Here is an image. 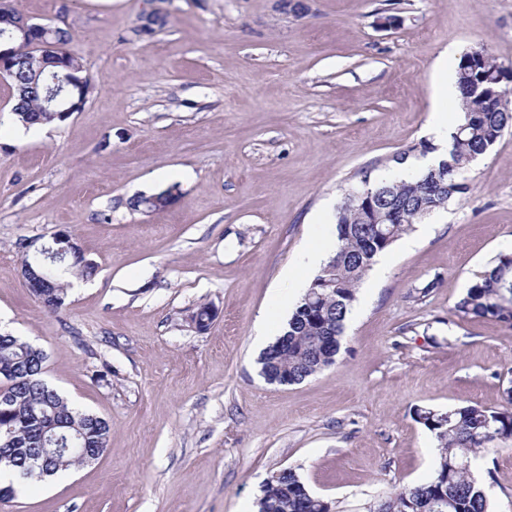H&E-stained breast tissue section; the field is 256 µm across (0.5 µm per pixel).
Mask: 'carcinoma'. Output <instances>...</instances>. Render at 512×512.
Listing matches in <instances>:
<instances>
[{"instance_id": "carcinoma-1", "label": "carcinoma", "mask_w": 512, "mask_h": 512, "mask_svg": "<svg viewBox=\"0 0 512 512\" xmlns=\"http://www.w3.org/2000/svg\"><path fill=\"white\" fill-rule=\"evenodd\" d=\"M15 39L17 63L7 76L13 89L12 114L25 126L61 119L45 107L48 89L54 87L39 57L45 45L67 46L68 29L41 24L38 42L21 39L13 23L0 22V37ZM68 74L83 79L80 92L90 93L91 79L81 61L67 54ZM462 116L448 137V150L435 165L406 180L376 184L365 176L361 186L348 191L336 206V243L295 306L283 333L258 359L260 374L269 382L288 376L299 384L333 365L341 349L348 314L357 288L375 258L389 250L425 216L470 192L463 174L512 126V86L508 70L484 48L461 57L456 72ZM168 200L139 195L130 205L136 211L161 210ZM90 276L95 265L83 258L64 268L50 267V283L44 292L50 310L61 308L69 282L61 271ZM464 316L491 317L512 326V254L499 255L455 304ZM42 350L11 334H0V369L13 373L11 383L0 386V470L17 478L43 453L42 423L47 419L63 433L61 452L50 453L33 477L41 479L84 465L88 453L107 450L112 426L91 413L73 409L58 392L41 383L38 374ZM505 404L489 409L466 405L441 411L418 408L415 420L428 429L440 448L429 479L404 486L380 499L369 512H491L484 492L476 485L472 461L490 453L488 445L512 441V388ZM258 512H326L325 500L309 490L299 474L283 469L265 484L257 499Z\"/></svg>"}]
</instances>
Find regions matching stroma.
I'll return each instance as SVG.
<instances>
[{
  "mask_svg": "<svg viewBox=\"0 0 512 512\" xmlns=\"http://www.w3.org/2000/svg\"><path fill=\"white\" fill-rule=\"evenodd\" d=\"M169 0V23L133 32L148 0H21L66 18L93 79L81 111L10 124L0 77V333L46 355L44 378L110 421L106 452L20 486L0 512H253L264 484L296 470L335 512H368L428 479L439 457L418 407L497 408L512 385V327L455 313L512 253V126L466 172V196L416 224V243L368 271L334 365L268 384L253 347L296 306L298 261L335 235L362 177L429 140L436 65L482 47L512 68V0ZM177 187L168 208L129 201ZM95 272L49 312L24 257L57 231ZM203 304L216 316L197 331ZM494 512H512V449L472 464Z\"/></svg>",
  "mask_w": 512,
  "mask_h": 512,
  "instance_id": "obj_1",
  "label": "stroma"
}]
</instances>
